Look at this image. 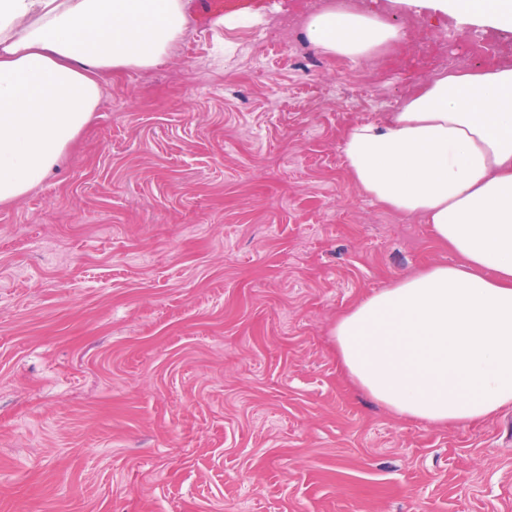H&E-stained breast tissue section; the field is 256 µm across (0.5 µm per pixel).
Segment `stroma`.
Listing matches in <instances>:
<instances>
[{
	"label": "stroma",
	"mask_w": 512,
	"mask_h": 512,
	"mask_svg": "<svg viewBox=\"0 0 512 512\" xmlns=\"http://www.w3.org/2000/svg\"><path fill=\"white\" fill-rule=\"evenodd\" d=\"M164 61L103 81L44 183L0 206V512H512V410L410 421L355 389L330 331L430 264L428 225L346 173L348 127L428 70L305 68L287 0H185ZM387 5L404 46L465 41ZM246 14L234 28L222 17Z\"/></svg>",
	"instance_id": "35a3bbf8"
}]
</instances>
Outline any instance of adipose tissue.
<instances>
[{"label":"adipose tissue","instance_id":"1","mask_svg":"<svg viewBox=\"0 0 512 512\" xmlns=\"http://www.w3.org/2000/svg\"><path fill=\"white\" fill-rule=\"evenodd\" d=\"M458 26L512 32V0H406ZM183 0H0V205L40 186L93 121L104 77L164 61ZM308 41L357 64L404 38L388 16L330 5ZM340 150L380 205L458 256L339 315L336 358L406 419L467 428L512 408V66L428 77Z\"/></svg>","mask_w":512,"mask_h":512}]
</instances>
